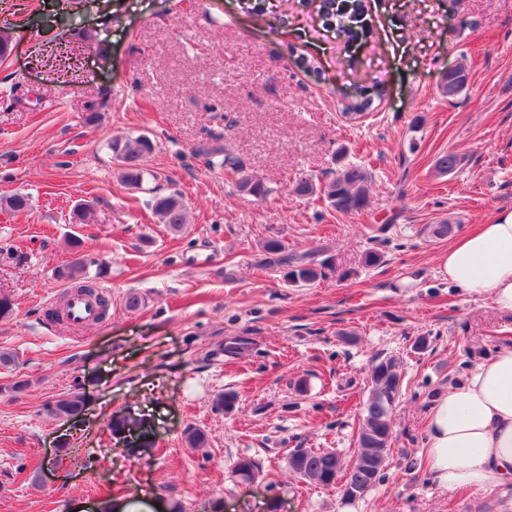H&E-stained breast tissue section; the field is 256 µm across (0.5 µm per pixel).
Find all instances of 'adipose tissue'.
<instances>
[{"mask_svg":"<svg viewBox=\"0 0 512 512\" xmlns=\"http://www.w3.org/2000/svg\"><path fill=\"white\" fill-rule=\"evenodd\" d=\"M449 282L512 313V210L456 237L439 258ZM425 462L447 489L492 490L512 480V347L483 358L427 413Z\"/></svg>","mask_w":512,"mask_h":512,"instance_id":"ef3b65f1","label":"adipose tissue"}]
</instances>
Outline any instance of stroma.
<instances>
[{"label":"stroma","mask_w":512,"mask_h":512,"mask_svg":"<svg viewBox=\"0 0 512 512\" xmlns=\"http://www.w3.org/2000/svg\"><path fill=\"white\" fill-rule=\"evenodd\" d=\"M366 4L373 32L349 43L312 0H0L13 49L0 62V291L13 302L0 349L18 358L0 369V512H93L111 496L137 512L171 497L186 512H512V481L449 490L424 463L435 388L512 347V314L449 284L437 264L449 240L428 231L446 220L459 236L512 209V0ZM460 64L468 85L451 98L442 75ZM375 83L378 109L346 119L341 102ZM129 133L156 143L139 189L108 148ZM213 141L266 183V200L208 168L198 149ZM340 150L372 173L358 213L293 191L336 170ZM446 152L462 163L442 175ZM173 192L188 207L178 232L150 206ZM16 193L27 208L6 206ZM74 238L104 261L112 304L67 332L49 314L67 296L55 270ZM270 238L331 266L288 285L263 263ZM369 251L379 265L365 266ZM234 338L248 347L223 353ZM386 358L403 387L380 481L348 503L290 474L296 448L352 463L371 367ZM21 377L30 387L12 394ZM75 388L77 427L44 409ZM229 391L234 412L215 411ZM127 413L148 416L152 447L129 453L112 436V415ZM190 425L205 447H187ZM74 450L80 464L54 469ZM244 456L255 483L233 472Z\"/></svg>","instance_id":"35a3bbf8"}]
</instances>
